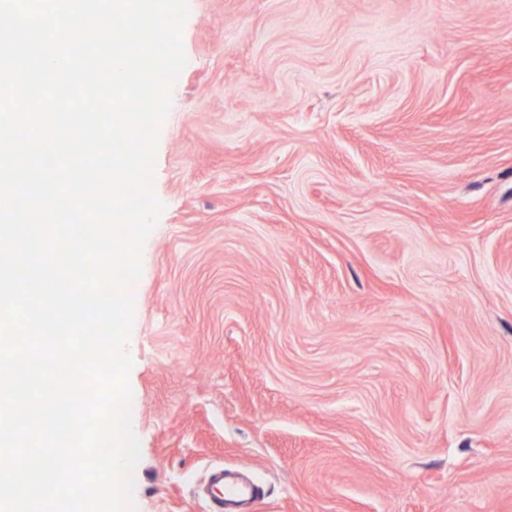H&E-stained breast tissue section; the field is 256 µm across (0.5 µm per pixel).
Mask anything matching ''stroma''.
I'll return each mask as SVG.
<instances>
[{
	"mask_svg": "<svg viewBox=\"0 0 512 512\" xmlns=\"http://www.w3.org/2000/svg\"><path fill=\"white\" fill-rule=\"evenodd\" d=\"M127 343L136 512H512V0H188ZM257 497L255 485L224 467L211 471L208 485L203 490L208 512H239L242 504L253 503Z\"/></svg>",
	"mask_w": 512,
	"mask_h": 512,
	"instance_id": "35a3bbf8",
	"label": "stroma"
}]
</instances>
